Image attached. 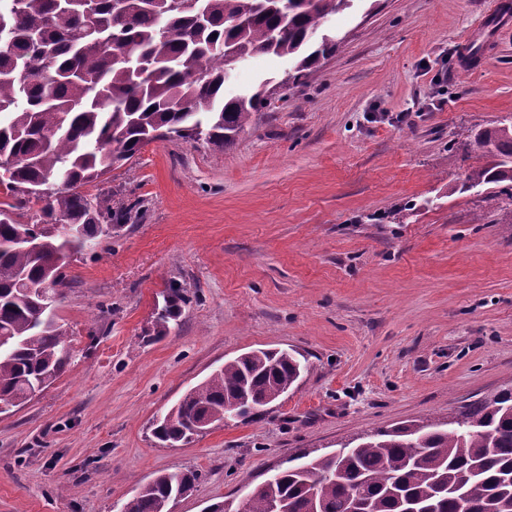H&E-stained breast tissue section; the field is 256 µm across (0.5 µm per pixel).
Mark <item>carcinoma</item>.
<instances>
[{"mask_svg":"<svg viewBox=\"0 0 512 512\" xmlns=\"http://www.w3.org/2000/svg\"><path fill=\"white\" fill-rule=\"evenodd\" d=\"M352 0H0V405L43 390L70 363L67 330L41 319L40 292L65 285V252H78L130 222L136 205L84 187L129 163L148 143L175 135L217 149L234 143L265 104L267 89L224 97L225 65L251 57L293 61L288 80L336 54L312 42ZM487 158L460 190L493 184L512 203V123L480 130ZM59 185L44 198L30 188ZM77 236L65 239L57 226ZM186 303L169 288L155 336L170 333ZM305 365L296 352L241 354L190 390L154 437L174 447L200 421L241 418L277 400ZM245 494L246 512H512V390L438 424L378 431L355 446L308 458ZM199 478L163 472L119 512H170Z\"/></svg>","mask_w":512,"mask_h":512,"instance_id":"cac0c4a2","label":"carcinoma"}]
</instances>
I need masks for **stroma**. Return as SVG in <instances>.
Returning a JSON list of instances; mask_svg holds the SVG:
<instances>
[{
	"mask_svg": "<svg viewBox=\"0 0 512 512\" xmlns=\"http://www.w3.org/2000/svg\"><path fill=\"white\" fill-rule=\"evenodd\" d=\"M504 4L512 21V0H354L294 88L287 59L228 65L226 96L278 86L232 146L156 141L99 180L141 214L63 269L71 363L0 414V512H118L176 470L200 478L171 512L236 506L302 452L512 388V207L458 190L486 163L470 133L512 117V25L475 26ZM174 282L188 302L157 338ZM272 347L306 360L288 393L185 446L153 437L224 361Z\"/></svg>",
	"mask_w": 512,
	"mask_h": 512,
	"instance_id": "obj_1",
	"label": "stroma"
}]
</instances>
